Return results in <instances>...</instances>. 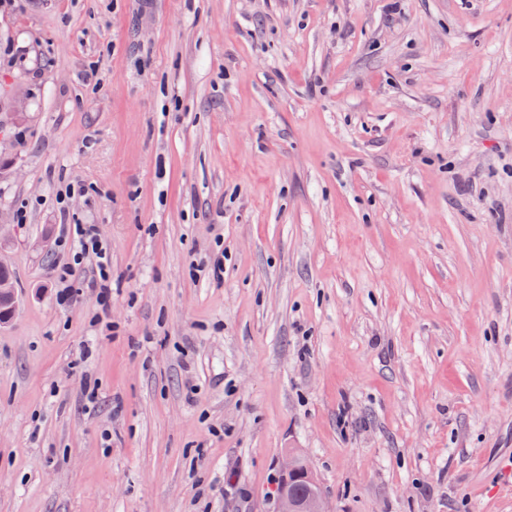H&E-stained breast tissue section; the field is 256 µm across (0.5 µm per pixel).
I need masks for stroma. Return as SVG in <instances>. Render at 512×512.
Wrapping results in <instances>:
<instances>
[{
  "instance_id": "35a3bbf8",
  "label": "stroma",
  "mask_w": 512,
  "mask_h": 512,
  "mask_svg": "<svg viewBox=\"0 0 512 512\" xmlns=\"http://www.w3.org/2000/svg\"><path fill=\"white\" fill-rule=\"evenodd\" d=\"M0 131V512H512V0H0ZM76 241L71 251V262L58 274L59 297L61 300L71 299L76 292L81 291L75 287L72 277L77 268H80L85 259L90 256L96 258V272L94 280L87 288H97V296L100 298L102 310L107 307L106 298L112 292V277L109 266V253L107 246L97 237L95 225L78 224L75 229ZM8 277L9 280L0 279V323H5L14 316L16 311L15 289L12 284V274L6 267H0V277ZM282 471L276 494L277 512H330L313 470L301 456L293 453L285 456ZM298 479H302L308 489L304 495H297L292 489V483Z\"/></svg>"
}]
</instances>
